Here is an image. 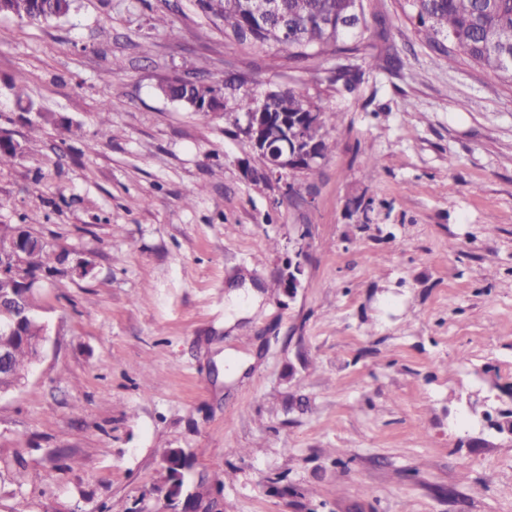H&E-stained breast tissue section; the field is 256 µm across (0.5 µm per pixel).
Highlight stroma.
<instances>
[{"instance_id": "35a3bbf8", "label": "stroma", "mask_w": 512, "mask_h": 512, "mask_svg": "<svg viewBox=\"0 0 512 512\" xmlns=\"http://www.w3.org/2000/svg\"><path fill=\"white\" fill-rule=\"evenodd\" d=\"M192 3L0 15V133L21 145L0 224L93 264L37 288L48 340L0 396V512H184L172 449L219 512H512V85L436 61L399 0H363L351 90L225 41ZM231 72L334 114L303 199L246 176L223 115L158 92ZM19 80L61 124L29 134ZM184 456L181 451L172 450L163 459V470L165 471V482L170 483L169 495L171 497L180 496L182 493V481L175 478L179 469L183 465Z\"/></svg>"}]
</instances>
